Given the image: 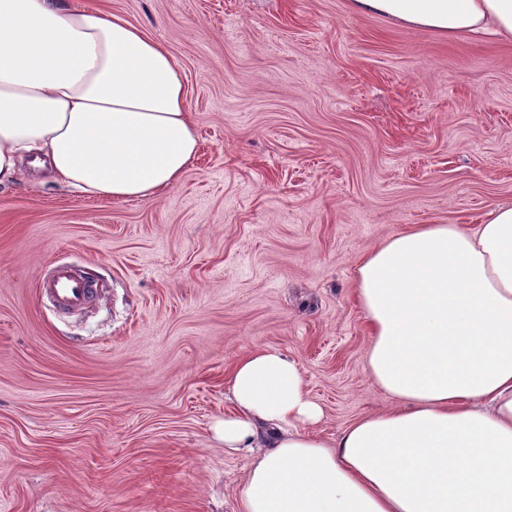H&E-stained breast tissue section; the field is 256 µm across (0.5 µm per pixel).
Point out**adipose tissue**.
<instances>
[{"label":"adipose tissue","instance_id":"obj_1","mask_svg":"<svg viewBox=\"0 0 512 512\" xmlns=\"http://www.w3.org/2000/svg\"><path fill=\"white\" fill-rule=\"evenodd\" d=\"M451 38H512V0H353ZM198 149L170 53L118 15L0 0V185L26 167L82 193L153 198ZM367 371L396 408L333 440L297 361L239 357L216 429L251 462L244 512H512V207L418 224L355 269Z\"/></svg>","mask_w":512,"mask_h":512}]
</instances>
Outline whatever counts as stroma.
<instances>
[{
	"mask_svg": "<svg viewBox=\"0 0 512 512\" xmlns=\"http://www.w3.org/2000/svg\"><path fill=\"white\" fill-rule=\"evenodd\" d=\"M177 64L199 150L161 196L0 186V512H243L214 431L244 353L294 358L336 437L394 401L365 368L357 261L512 205V41L353 0H78ZM73 263L100 288L36 291ZM39 295L48 298L55 308L82 309L97 298L94 281L76 273L71 265H56L37 283Z\"/></svg>",
	"mask_w": 512,
	"mask_h": 512,
	"instance_id": "35a3bbf8",
	"label": "stroma"
}]
</instances>
